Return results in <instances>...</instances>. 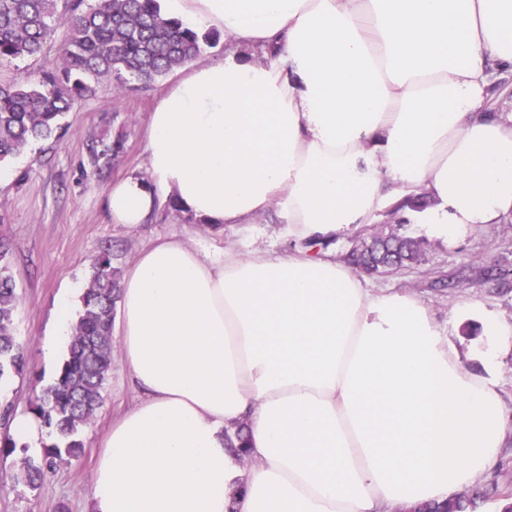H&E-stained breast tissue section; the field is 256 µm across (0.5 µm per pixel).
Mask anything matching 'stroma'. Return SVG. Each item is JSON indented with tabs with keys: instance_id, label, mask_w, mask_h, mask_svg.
<instances>
[{
	"instance_id": "obj_1",
	"label": "stroma",
	"mask_w": 512,
	"mask_h": 512,
	"mask_svg": "<svg viewBox=\"0 0 512 512\" xmlns=\"http://www.w3.org/2000/svg\"><path fill=\"white\" fill-rule=\"evenodd\" d=\"M60 40V34H53L43 54L0 64V81L29 83L55 64ZM167 84L163 78L146 87L131 83L117 91L110 82H101L93 96L75 103L67 113L66 133L60 140L29 146L10 162L9 177L0 182V238L12 244L11 270L19 296L14 329L26 360L23 373L10 378L8 393L0 397V409L11 407L13 417L27 415L34 395L54 382L65 357L46 360L43 344L56 330V304L68 299L71 317H78L91 262L103 250H110L113 265L124 271L143 248L172 235L193 246L244 256L289 247L287 230L272 213L252 224L211 231L187 221L163 202L148 223L132 227L112 223L107 193L117 180L146 176L148 117L158 92ZM100 134L123 142L122 152L101 172L87 153L90 138ZM407 230L426 236L425 268L445 274L449 286L429 287L423 268L416 267L368 276L370 287L416 295L464 350L469 349L471 338L463 321L453 316L458 303L479 301L502 322L512 324L511 219L452 242L427 236L421 224L408 225ZM486 269L497 271L498 279L482 280L480 273ZM139 396L125 370L121 348H114L100 405L81 431L80 457L61 465L36 489L20 480L24 458L36 456V449L0 457V512H88L92 470L104 435ZM505 483L512 484L511 442L477 484L480 497L474 512H500L503 503L493 487Z\"/></svg>"
}]
</instances>
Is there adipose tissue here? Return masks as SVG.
Instances as JSON below:
<instances>
[{"instance_id": "obj_1", "label": "adipose tissue", "mask_w": 512, "mask_h": 512, "mask_svg": "<svg viewBox=\"0 0 512 512\" xmlns=\"http://www.w3.org/2000/svg\"><path fill=\"white\" fill-rule=\"evenodd\" d=\"M231 46L164 89L148 175L113 185L116 224L157 196L213 226L276 212L292 242L371 223L409 194L433 235L512 218V0H170ZM143 399L115 424L90 512H392L456 498L512 438L497 378L512 326L474 301L483 373L429 309L329 254L241 257L171 238L120 292ZM246 422L238 470L224 429ZM490 112L512 113V74L499 75L492 83L487 102Z\"/></svg>"}]
</instances>
